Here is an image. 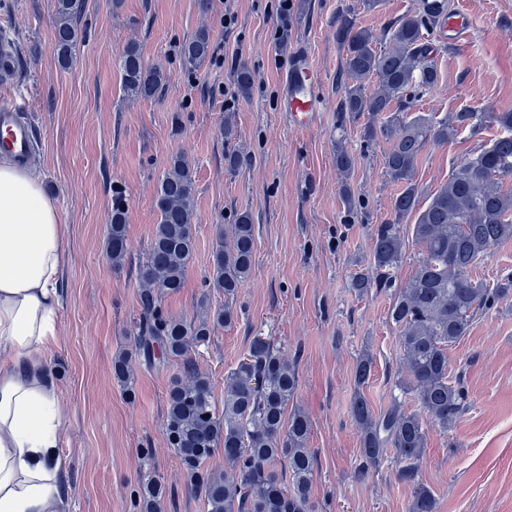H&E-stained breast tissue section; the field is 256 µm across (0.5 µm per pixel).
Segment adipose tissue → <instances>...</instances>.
<instances>
[{"mask_svg":"<svg viewBox=\"0 0 512 512\" xmlns=\"http://www.w3.org/2000/svg\"><path fill=\"white\" fill-rule=\"evenodd\" d=\"M68 234L40 180L0 157V512H72L45 356L58 336Z\"/></svg>","mask_w":512,"mask_h":512,"instance_id":"ef3b65f1","label":"adipose tissue"}]
</instances>
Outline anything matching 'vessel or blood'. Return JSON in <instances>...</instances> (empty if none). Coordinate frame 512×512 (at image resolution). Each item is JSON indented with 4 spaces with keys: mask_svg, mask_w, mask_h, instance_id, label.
<instances>
[{
    "mask_svg": "<svg viewBox=\"0 0 512 512\" xmlns=\"http://www.w3.org/2000/svg\"><path fill=\"white\" fill-rule=\"evenodd\" d=\"M471 28L469 16L463 12L438 14L432 27L434 37L441 41L462 42ZM283 109L297 127L311 126L324 108L319 73L307 53H295L283 81ZM23 107L17 100L0 99V149L18 160H30L33 151V130L22 120Z\"/></svg>",
    "mask_w": 512,
    "mask_h": 512,
    "instance_id": "vessel-or-blood-1",
    "label": "vessel or blood"
}]
</instances>
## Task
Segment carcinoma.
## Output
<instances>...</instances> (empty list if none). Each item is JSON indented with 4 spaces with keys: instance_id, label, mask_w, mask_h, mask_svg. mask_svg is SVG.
<instances>
[{
    "instance_id": "carcinoma-1",
    "label": "carcinoma",
    "mask_w": 512,
    "mask_h": 512,
    "mask_svg": "<svg viewBox=\"0 0 512 512\" xmlns=\"http://www.w3.org/2000/svg\"><path fill=\"white\" fill-rule=\"evenodd\" d=\"M81 0H56L54 40L61 67L76 59L81 39L77 26ZM433 25L430 2L405 15L389 29L383 44L350 15L336 17V42L343 51V74L349 80L339 111L368 114L363 138L389 140L385 168L402 185L393 202L394 219L374 232V276L359 275L351 287L362 293L387 285L390 271L403 259L399 221L413 211L418 190L417 159L430 142H448L457 125L476 120L496 124L504 133L476 156L457 165L448 183L432 196L413 227L423 246L413 278L401 287L390 317L400 328L401 389L414 395L420 412H407L395 402L375 414L363 394L351 410L362 430L360 470L380 463L394 449L398 478L412 487L410 512H436L431 491L419 478L425 448V428H448L465 411L468 395L448 379V347L466 336L473 317L512 294V275L493 286L478 285L468 271L499 242L512 237V112H460L455 122H434L407 110L438 80L434 48L423 30ZM210 35L197 30L182 46L191 66L209 57ZM124 92L133 98L155 97L162 75L149 69L141 53L130 46L119 59ZM158 224L139 266V319L133 351L117 355L114 378L132 384L135 363L156 372L172 360L182 361L185 379L168 393L164 429L169 447L179 457L192 490L205 502L206 512H307L313 482V458L307 440L311 422L300 409L287 416L297 376L281 351L264 337H254L246 357L224 378V412L216 411L209 377L199 372L193 346L210 341L215 331L235 320L232 302L252 270L255 224L248 213L231 225L230 240L219 237L212 254L210 285L224 293V306L212 310L201 303L198 318L187 322L169 314L163 297L183 288L194 251L195 178L187 159H171L156 193ZM127 199L120 186L112 188V212L106 240L109 260L120 262L127 252ZM217 449L224 450L229 472L218 476L205 469ZM288 470L285 486L273 469ZM161 483L149 479L138 492L139 512H157Z\"/></svg>"
}]
</instances>
